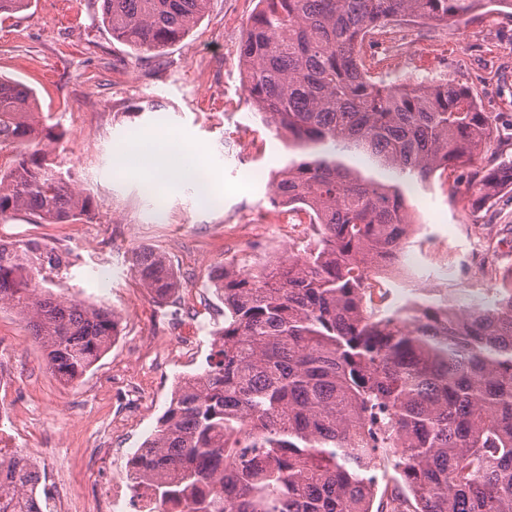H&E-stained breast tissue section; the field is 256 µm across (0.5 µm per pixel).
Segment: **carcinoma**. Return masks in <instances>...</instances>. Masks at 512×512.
I'll return each instance as SVG.
<instances>
[{
    "mask_svg": "<svg viewBox=\"0 0 512 512\" xmlns=\"http://www.w3.org/2000/svg\"><path fill=\"white\" fill-rule=\"evenodd\" d=\"M112 38L139 52L181 41L210 0H95ZM512 0H259L240 49L243 86L291 158L274 201L305 206L317 237L269 278L227 264L212 286L224 325L199 372L182 377L131 459L144 487L179 512H512V267L492 302L465 310L423 291L384 309L372 272L413 222L401 184L476 164L493 115L450 80L387 86L359 48L412 18L446 24ZM61 138L33 92L0 77V217L44 224L89 212L50 155ZM512 187V159L475 182L477 209ZM49 251L0 241V305L28 319L48 368L82 377L112 346L119 318L39 286ZM159 301L180 288L166 257L135 252ZM34 462L0 451V512H41ZM385 500L374 507L379 481Z\"/></svg>",
    "mask_w": 512,
    "mask_h": 512,
    "instance_id": "carcinoma-1",
    "label": "carcinoma"
}]
</instances>
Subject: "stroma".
<instances>
[{
  "instance_id": "stroma-1",
  "label": "stroma",
  "mask_w": 512,
  "mask_h": 512,
  "mask_svg": "<svg viewBox=\"0 0 512 512\" xmlns=\"http://www.w3.org/2000/svg\"><path fill=\"white\" fill-rule=\"evenodd\" d=\"M257 0H210L190 34L160 53H140L113 39L93 0H32L0 14V77L36 93L37 104L65 136L52 156L75 188L91 193L92 213L43 224L28 212L0 219V238L38 243L60 259L46 286L85 303H102L120 321L111 349L77 382L62 384L24 315L0 306V445L38 449L45 485L64 482L96 507L114 461L140 448L166 410L180 376L197 372L224 305L210 282L232 257L284 250L275 228L252 234L243 217L273 216L271 183L288 162L283 138L242 96L239 48ZM382 80L393 84L450 79L468 89L480 111L496 116L481 166L512 157V11L487 7L451 25H416L399 56L386 57ZM159 126L202 152L221 185L202 205L191 183L148 188L120 171L129 135ZM474 171L449 170L446 182L410 187L414 232L403 253L412 269L386 275L400 287L412 272L434 290L454 269L460 303L493 298L494 270L512 264V190L484 210L465 196ZM167 256L182 290L183 324L169 331L164 304L131 272L135 251Z\"/></svg>"
}]
</instances>
